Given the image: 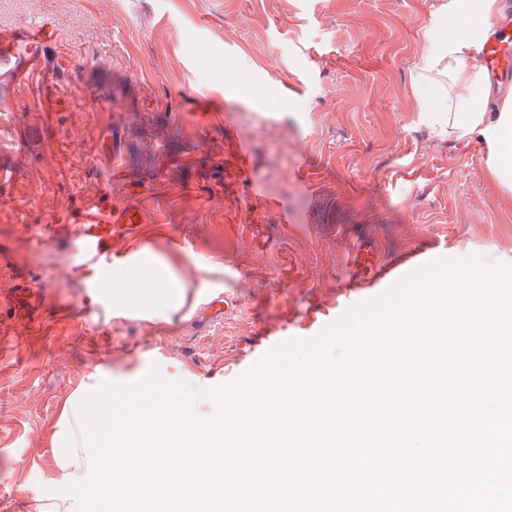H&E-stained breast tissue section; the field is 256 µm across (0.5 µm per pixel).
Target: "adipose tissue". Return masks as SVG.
<instances>
[{
	"mask_svg": "<svg viewBox=\"0 0 512 512\" xmlns=\"http://www.w3.org/2000/svg\"><path fill=\"white\" fill-rule=\"evenodd\" d=\"M459 32L449 24L448 34L435 42L413 83L435 94L433 104L426 108V118L447 132L449 137L463 141L478 136L492 148L487 176L496 185L512 189V98L501 102L498 111H486L484 104L490 91L482 64L471 55L473 36Z\"/></svg>",
	"mask_w": 512,
	"mask_h": 512,
	"instance_id": "ef3b65f1",
	"label": "adipose tissue"
}]
</instances>
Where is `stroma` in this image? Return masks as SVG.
Here are the masks:
<instances>
[{
    "label": "stroma",
    "mask_w": 512,
    "mask_h": 512,
    "mask_svg": "<svg viewBox=\"0 0 512 512\" xmlns=\"http://www.w3.org/2000/svg\"><path fill=\"white\" fill-rule=\"evenodd\" d=\"M459 5L0 0V30L45 21L56 34L0 115V512H36L59 494L53 429L99 362L213 388L227 384L225 365L252 366L262 334L292 340L340 296L379 297L372 266L417 252L512 263V192L489 181L487 143L435 134L412 82L445 13L470 25ZM65 59L75 71L60 70ZM205 91L228 124L190 122ZM115 164L126 178L114 183ZM104 191L161 212L168 232L143 259L172 265L179 312L120 309L107 292L104 311L84 315V285L62 263L75 244L40 234ZM33 283L46 295L31 303ZM219 289L234 302L202 324Z\"/></svg>",
    "instance_id": "stroma-1"
}]
</instances>
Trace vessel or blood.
I'll use <instances>...</instances> for the list:
<instances>
[{"label":"vessel or blood","instance_id":"obj_1","mask_svg":"<svg viewBox=\"0 0 512 512\" xmlns=\"http://www.w3.org/2000/svg\"><path fill=\"white\" fill-rule=\"evenodd\" d=\"M54 38L52 28L42 22L20 33L0 32V100L29 84L42 67L43 45ZM476 51L494 84L512 86V0H504ZM153 227L139 207L117 204L107 195L89 199L57 218L55 234L73 240L81 253L73 272L87 288L83 308H91L99 298V285L112 270L137 261Z\"/></svg>","mask_w":512,"mask_h":512}]
</instances>
